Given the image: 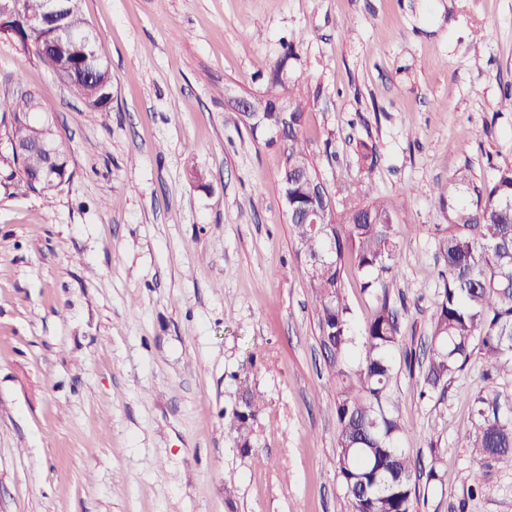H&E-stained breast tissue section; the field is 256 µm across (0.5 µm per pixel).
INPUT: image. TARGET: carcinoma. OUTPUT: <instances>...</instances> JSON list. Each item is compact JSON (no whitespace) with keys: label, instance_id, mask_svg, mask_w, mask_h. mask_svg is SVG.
Listing matches in <instances>:
<instances>
[{"label":"carcinoma","instance_id":"1","mask_svg":"<svg viewBox=\"0 0 512 512\" xmlns=\"http://www.w3.org/2000/svg\"><path fill=\"white\" fill-rule=\"evenodd\" d=\"M73 2L70 27L81 37L79 51L63 59L23 35V47L48 69L59 70L68 61L96 55L90 23L80 0ZM284 65L282 61L270 71L268 93L288 104V116L262 101L266 120L260 125L246 120L243 125L254 140L281 148L292 168L289 174L281 170V179L288 180L292 197L288 216L297 258L315 296L321 344L336 360L339 384L334 401L337 449L329 466L355 512H415L419 480L442 481L451 477L453 469L448 457L434 453L425 471L402 444L406 430L392 390L400 336L387 281L396 275L395 256L407 221L377 199L354 203L337 216L330 213L325 224L306 221V210L318 201L301 177L304 172L317 175L302 136L308 101L299 81L285 82ZM67 87L89 108L104 109L112 100V72L99 73L92 81L75 79ZM39 108L32 93L16 101L0 99V113L13 117L11 123L3 124L5 139L27 146L35 132L29 116ZM284 122L288 123L284 139H273L271 130ZM0 161L5 185L33 189L32 180L42 167L40 157ZM453 185L459 192L456 198L448 197L446 190L438 195L441 209L448 210V224L436 225L435 245L448 276L430 325L428 355L421 369L422 398L447 388L476 351L483 359L485 378L512 374V167L498 170L493 182L483 188L471 186L462 171L453 176ZM349 270L363 275V287L372 290L375 300L372 316L358 338L352 334L350 307L341 292ZM474 405L476 432L471 448L478 467L470 473L472 496L482 488L484 461L512 468V408L500 403L491 388L478 394ZM264 408L263 394L240 382L229 423L245 453L253 448V432Z\"/></svg>","mask_w":512,"mask_h":512}]
</instances>
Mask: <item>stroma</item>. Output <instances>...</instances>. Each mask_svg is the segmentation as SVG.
<instances>
[{
	"label": "stroma",
	"instance_id": "stroma-1",
	"mask_svg": "<svg viewBox=\"0 0 512 512\" xmlns=\"http://www.w3.org/2000/svg\"><path fill=\"white\" fill-rule=\"evenodd\" d=\"M112 101L72 97L0 35V97L34 92L70 177L51 199L0 185V512H354L335 472V368L284 204L277 148L218 96L286 60L316 98L304 128L337 209L380 198L410 224L400 311L403 443L439 452L416 512H512V469L476 462L472 357L422 399L444 263L437 196L512 166V0H83ZM263 393L251 453L227 413Z\"/></svg>",
	"mask_w": 512,
	"mask_h": 512
}]
</instances>
